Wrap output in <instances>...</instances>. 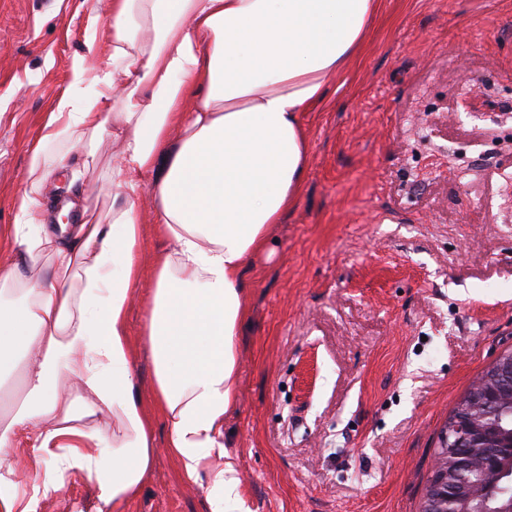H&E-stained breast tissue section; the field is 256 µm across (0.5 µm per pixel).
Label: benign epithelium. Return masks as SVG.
I'll list each match as a JSON object with an SVG mask.
<instances>
[{
    "label": "benign epithelium",
    "mask_w": 512,
    "mask_h": 512,
    "mask_svg": "<svg viewBox=\"0 0 512 512\" xmlns=\"http://www.w3.org/2000/svg\"><path fill=\"white\" fill-rule=\"evenodd\" d=\"M488 371L452 414L450 431L436 449L421 512H473L475 499L493 500L489 512H512V496L498 487L500 478L512 470V434L488 433L480 424L500 401L502 381L512 383V355L502 354ZM470 470L480 471L483 481L468 483Z\"/></svg>",
    "instance_id": "benign-epithelium-1"
}]
</instances>
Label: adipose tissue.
I'll return each instance as SVG.
<instances>
[{"instance_id": "1", "label": "adipose tissue", "mask_w": 512, "mask_h": 512, "mask_svg": "<svg viewBox=\"0 0 512 512\" xmlns=\"http://www.w3.org/2000/svg\"><path fill=\"white\" fill-rule=\"evenodd\" d=\"M380 8L381 0H112V53L101 65L75 61L45 135L81 148L88 164L98 141L120 139L112 203L72 224L36 223L42 184L69 166L39 144L16 221L0 233L17 256L0 268V382L15 379L24 394L18 407H0V512H35L74 471L93 481L95 512H125L153 466L127 327L142 273L136 200L146 187L153 223L176 245L145 319L167 448L191 478L223 452L245 270L302 196V113L323 106ZM22 435L34 468L26 487L10 461Z\"/></svg>"}]
</instances>
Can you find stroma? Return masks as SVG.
Wrapping results in <instances>:
<instances>
[{
    "instance_id": "obj_1",
    "label": "stroma",
    "mask_w": 512,
    "mask_h": 512,
    "mask_svg": "<svg viewBox=\"0 0 512 512\" xmlns=\"http://www.w3.org/2000/svg\"><path fill=\"white\" fill-rule=\"evenodd\" d=\"M96 0H0V227L77 59L111 52ZM305 187L272 255L245 272L238 400L226 458L189 479L165 450L142 351L159 255L143 231L128 334L158 452L127 512H210L231 462L247 512H420L440 437L477 376L512 351V0H381L360 59L302 115ZM117 147L45 182L39 214L78 193L100 212ZM93 512L72 474L38 512Z\"/></svg>"
}]
</instances>
